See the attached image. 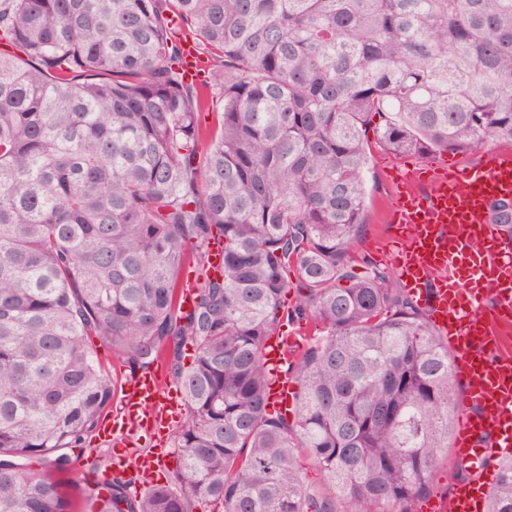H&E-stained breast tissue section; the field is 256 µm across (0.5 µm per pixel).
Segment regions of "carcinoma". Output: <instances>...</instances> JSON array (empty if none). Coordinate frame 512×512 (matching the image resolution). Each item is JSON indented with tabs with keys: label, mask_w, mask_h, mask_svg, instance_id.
<instances>
[{
	"label": "carcinoma",
	"mask_w": 512,
	"mask_h": 512,
	"mask_svg": "<svg viewBox=\"0 0 512 512\" xmlns=\"http://www.w3.org/2000/svg\"><path fill=\"white\" fill-rule=\"evenodd\" d=\"M3 40L0 512H73L19 460L64 466L98 429L113 382L91 336L161 369L187 414L167 484L116 473L85 512H412L458 383L426 311L353 264L367 133L420 157L511 142L512 0H0ZM490 213L511 238L512 201ZM303 321L294 406L271 412L266 343ZM486 499L512 512V455ZM182 69L188 82L199 86L207 80L206 63L203 60V56L198 54L191 41L187 43Z\"/></svg>",
	"instance_id": "cac0c4a2"
}]
</instances>
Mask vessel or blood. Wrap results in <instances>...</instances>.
<instances>
[{"label":"vessel or blood","instance_id":"b4317fda","mask_svg":"<svg viewBox=\"0 0 512 512\" xmlns=\"http://www.w3.org/2000/svg\"><path fill=\"white\" fill-rule=\"evenodd\" d=\"M183 73L202 85L207 66L187 46ZM401 190L389 212L407 232L406 243H381L384 259L403 286L423 301L429 318L455 354L466 400L457 410L455 447L488 471L512 447V351L501 328L512 324V246L489 216L493 201L512 198V150L491 152L477 167L412 164L400 175ZM176 408L166 402L159 373L140 376L124 390L117 416L103 433L158 432ZM482 484H459L438 512H481Z\"/></svg>","mask_w":512,"mask_h":512}]
</instances>
